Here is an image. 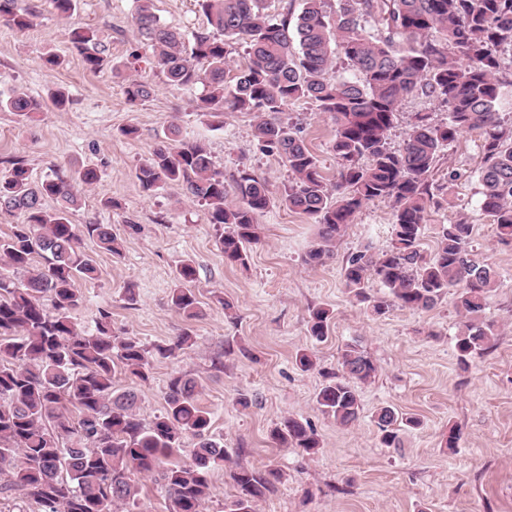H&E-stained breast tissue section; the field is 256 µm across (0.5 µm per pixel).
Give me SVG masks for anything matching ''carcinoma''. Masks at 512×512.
Returning <instances> with one entry per match:
<instances>
[{"instance_id":"cac0c4a2","label":"carcinoma","mask_w":512,"mask_h":512,"mask_svg":"<svg viewBox=\"0 0 512 512\" xmlns=\"http://www.w3.org/2000/svg\"><path fill=\"white\" fill-rule=\"evenodd\" d=\"M268 0H196L206 25L190 35L160 23L150 0H139L134 26L148 40L170 85L204 86L208 113L251 112L261 150L288 163L295 181L280 201L313 219L317 239L308 262L323 264L356 214L373 201L392 205V245L377 255L361 251L343 267L348 293L371 312L393 308L423 311L453 292L460 316L455 352L464 365L493 347L498 329L483 319L498 274L479 260L471 245L472 225H442L436 246L420 249L427 210L437 204L433 171L439 153L464 133L481 140V208L496 224L499 241L512 244V122L496 109L502 89L512 86V0H304L296 19L272 18ZM15 0H0V24L24 31L37 14L18 12ZM67 39L87 70L111 65L92 27L68 29ZM244 43L248 61L226 80L233 45ZM343 57L350 75L337 69ZM152 86L127 79L124 93L135 104ZM420 92L448 108V121L435 124L416 114L402 148L389 147L388 133L402 100ZM309 99L334 122L331 150L338 179L328 185L318 160L290 126L277 119L289 102ZM40 103L20 89L0 91V110L24 119ZM146 192L175 184L207 208L208 221L225 228L219 236L224 263L245 267L260 241L257 217L275 203L266 179L242 170L228 199L224 173L216 170L206 144L181 139L160 142L136 169ZM97 169L71 175L51 170L31 181L20 159L0 176V211L16 217L0 236V498L7 512H114L139 493L135 477L154 476L165 488L168 512H203L212 469L229 460L211 432L210 412L198 400L201 384L186 374L170 376L163 414L146 424L138 412V386L148 382L153 357L162 359L193 342L177 340L149 351L135 336L112 329V311L97 310L93 326L80 327L74 311L83 303L76 288L96 278L93 257L79 250L88 234L100 247L120 254L109 224H74L76 186H92ZM56 201L50 209L46 200ZM386 289L370 296L367 284ZM192 262L176 269L171 304L193 319L202 313ZM332 312L311 311L309 336L327 337ZM132 386L114 389L116 369ZM377 366L354 340L345 345L336 371L322 372L316 404L342 426L361 418L359 385ZM388 448L419 420L385 405L373 415ZM194 440L188 460L175 459L185 440ZM274 444L308 455L321 449L311 424L288 417L271 432ZM236 494L225 512H255L279 482L236 467Z\"/></svg>"}]
</instances>
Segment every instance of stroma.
<instances>
[{
    "instance_id": "obj_1",
    "label": "stroma",
    "mask_w": 512,
    "mask_h": 512,
    "mask_svg": "<svg viewBox=\"0 0 512 512\" xmlns=\"http://www.w3.org/2000/svg\"><path fill=\"white\" fill-rule=\"evenodd\" d=\"M16 6L36 11L38 18L24 32L0 25V87L22 89L44 107L24 120L0 111V173L15 158L35 181L54 169L70 172L89 165L99 170L97 185L79 187L82 204L71 220L111 225L121 253L111 255L95 238L83 237L80 249L96 260L99 275L80 282L85 302L73 317L88 326L98 308H111L114 329L149 348L173 343L186 330L195 336L192 347L154 361L152 376L140 389V416L148 423L163 412L172 374L201 381L199 401L211 414V433L232 456L213 469L204 512H224L234 492L233 463L282 474L256 512H512V246L498 243L496 226L480 206L479 136L464 134L441 152L434 178L445 187L443 200L429 208L421 238L422 250L431 253L441 225L466 221L479 259L499 274L500 286L485 311L486 320L499 325V336L489 352L465 368L454 351L459 316L452 295L428 310L397 308L375 317L344 287L348 256L390 248L389 203L365 205L334 257L321 265L307 260L315 239L312 219L274 204L258 218L261 240L248 267L226 265L218 243L221 230L209 224L205 208L173 184L145 192L135 170L175 124L182 138L207 145L225 177L246 169L281 194L294 175L285 161L260 151L252 114L204 116L202 86H169L151 47L134 29L136 0H80L68 21L57 15L51 0H17ZM153 11L163 24L186 33L206 23L195 0H153ZM71 24L96 29L113 62L126 65L125 76L108 69L86 71L64 36ZM49 51L63 59L62 67L43 66ZM128 76L147 80L152 96L129 103ZM56 89L68 98L60 110L47 101ZM417 112L438 122L448 118L446 106L435 99L406 98L390 133L392 148L402 144ZM281 118L300 127L322 174L335 180L332 119L308 99L289 102ZM105 197L118 201V208L103 207ZM185 261L197 270L202 306L201 316L192 320L170 301L174 272ZM130 285L136 292L132 303L125 298ZM226 300L234 304V316H225ZM316 307L333 312L329 335L320 342L306 327ZM354 340L378 372L359 389L360 420L343 427L318 409L315 397L321 371L336 369L341 349ZM300 349L313 352L316 369L296 367ZM241 395L249 407L237 405ZM384 405L422 421L421 427L402 432L395 448L382 445L372 421ZM291 416L316 429L322 444L318 454L309 457L273 444L272 430ZM452 428L460 433L453 452L446 446Z\"/></svg>"
}]
</instances>
